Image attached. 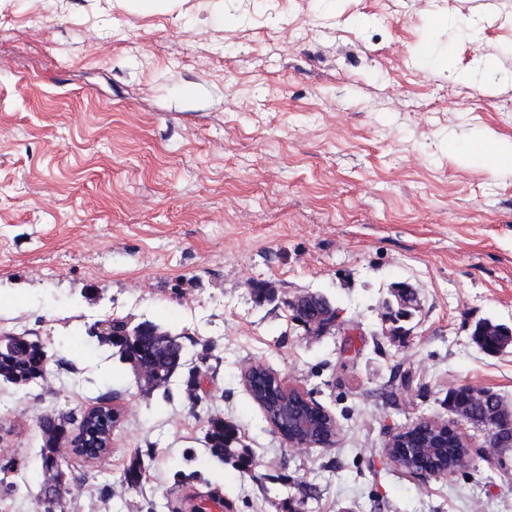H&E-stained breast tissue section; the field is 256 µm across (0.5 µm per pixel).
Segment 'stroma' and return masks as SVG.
<instances>
[{"mask_svg":"<svg viewBox=\"0 0 512 512\" xmlns=\"http://www.w3.org/2000/svg\"><path fill=\"white\" fill-rule=\"evenodd\" d=\"M496 141L512 0H0V335L48 356L43 379L0 382V512H45L41 417L75 432L107 401L111 446L69 455L63 512H512V451L485 461L473 423L476 458L446 477L384 448L419 416L455 421L461 385L512 411V345L473 336L512 327V166L448 151ZM306 293L340 325H300ZM103 318L180 334L186 368L147 389L88 337ZM253 365L328 409L336 445L284 444ZM217 418L251 472L211 454Z\"/></svg>","mask_w":512,"mask_h":512,"instance_id":"stroma-1","label":"stroma"}]
</instances>
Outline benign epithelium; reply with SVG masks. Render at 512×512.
Listing matches in <instances>:
<instances>
[{"label":"benign epithelium","mask_w":512,"mask_h":512,"mask_svg":"<svg viewBox=\"0 0 512 512\" xmlns=\"http://www.w3.org/2000/svg\"><path fill=\"white\" fill-rule=\"evenodd\" d=\"M315 295L298 296L288 301L296 319L307 326L329 328L336 324L337 316L330 313L318 314L313 311ZM270 376L267 384H278L281 397L288 401V425H283L280 413L266 415L273 431L290 448L312 449L332 448L339 434V425L333 415L309 394L301 389L286 386L274 373L257 365L244 372V384L252 389L253 377L259 373ZM448 403L455 414L464 420L477 419L486 428L498 447L512 445V415L507 413L501 401L491 392L460 386L452 390ZM120 415L115 408L98 407L88 411L82 419L79 432L71 433L68 421L60 418L57 448H68L71 452L89 458H97L110 447L112 431L117 426ZM462 451V455L448 459V446ZM389 458L395 463L410 469L423 478L447 476L466 468L472 459L463 432L457 426L440 420H420L393 434L386 445ZM425 448L433 457L445 459V463L413 465L420 459V449ZM47 484L40 491L42 499L56 505L62 498L66 475L63 470V457L55 453L44 462Z\"/></svg>","instance_id":"1"}]
</instances>
